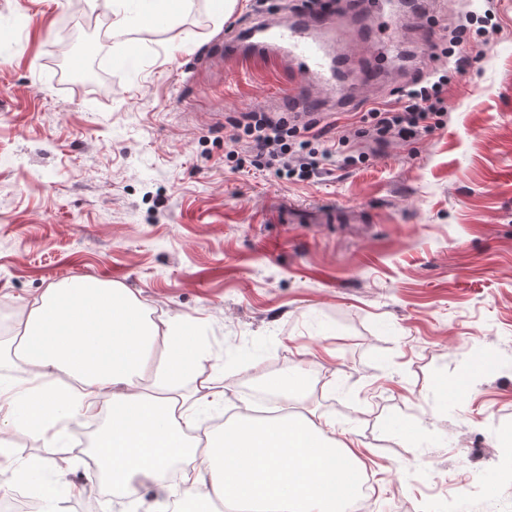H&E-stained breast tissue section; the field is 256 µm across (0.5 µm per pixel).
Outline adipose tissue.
<instances>
[{"label": "adipose tissue", "instance_id": "1", "mask_svg": "<svg viewBox=\"0 0 512 512\" xmlns=\"http://www.w3.org/2000/svg\"><path fill=\"white\" fill-rule=\"evenodd\" d=\"M204 358L178 321L159 327L128 289L93 280L47 288L0 340V367L15 374L0 382V473L21 481L49 469L55 483L83 495L85 485L47 459L18 462L11 435L21 430L53 443L75 419L102 413L106 424L92 441L98 475L133 500L157 488L158 512L186 503L213 512L214 501L240 499L273 503L274 512H343L358 476L330 420L243 415L198 446L195 406L224 400L211 378L194 374ZM191 375L196 385L182 393Z\"/></svg>", "mask_w": 512, "mask_h": 512}]
</instances>
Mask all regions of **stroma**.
<instances>
[{"label":"stroma","mask_w":512,"mask_h":512,"mask_svg":"<svg viewBox=\"0 0 512 512\" xmlns=\"http://www.w3.org/2000/svg\"><path fill=\"white\" fill-rule=\"evenodd\" d=\"M305 2L236 0L221 21L216 0L131 6L140 30L119 35L93 0H0V336L52 284L110 282L205 353L196 370L224 404L201 427L250 412L262 375L302 362L310 384L291 413L335 421L372 482L366 512H512V0L397 7L401 52L384 59L366 19L347 36L355 104L308 117L366 158L289 181L246 147L227 160L225 128L283 112L284 85L306 76L206 53ZM487 13L494 29L467 33L471 64L431 132L354 138L358 114L428 68L430 36ZM281 202L362 221L278 224ZM482 352L502 369L473 368ZM72 429L55 446L14 433V456L87 485L79 498L56 488L66 512H149L154 491L134 501L100 484L89 422Z\"/></svg>","instance_id":"35a3bbf8"}]
</instances>
